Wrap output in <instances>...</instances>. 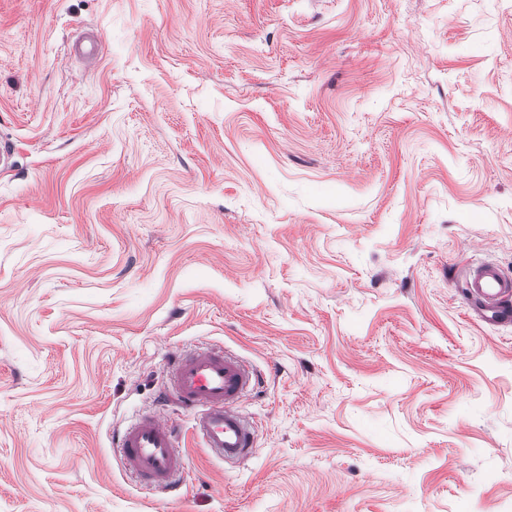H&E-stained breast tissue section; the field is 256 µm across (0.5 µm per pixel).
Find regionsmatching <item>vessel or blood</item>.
Here are the masks:
<instances>
[{
	"label": "vessel or blood",
	"instance_id": "b4317fda",
	"mask_svg": "<svg viewBox=\"0 0 512 512\" xmlns=\"http://www.w3.org/2000/svg\"><path fill=\"white\" fill-rule=\"evenodd\" d=\"M72 52L80 60L93 62L101 53V43L94 34L83 32L74 40ZM464 288L481 318L512 320V277L499 266L483 263L465 271ZM259 383V374L235 355L213 350L177 352L169 361L162 394L192 411V430L212 457L234 462L255 450L256 427L237 406ZM179 444L177 425L160 408L142 414L114 438L126 470L143 484L168 492L178 491L183 484Z\"/></svg>",
	"mask_w": 512,
	"mask_h": 512
}]
</instances>
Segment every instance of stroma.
Masks as SVG:
<instances>
[{"label": "stroma", "mask_w": 512, "mask_h": 512, "mask_svg": "<svg viewBox=\"0 0 512 512\" xmlns=\"http://www.w3.org/2000/svg\"><path fill=\"white\" fill-rule=\"evenodd\" d=\"M0 139V512L512 505V0H0ZM202 346L257 448L175 409L174 498L112 435ZM73 54L82 61H96L101 53V43L89 32L78 34L72 45ZM464 288L483 319L512 320V277L494 263H483L464 273Z\"/></svg>", "instance_id": "stroma-1"}]
</instances>
